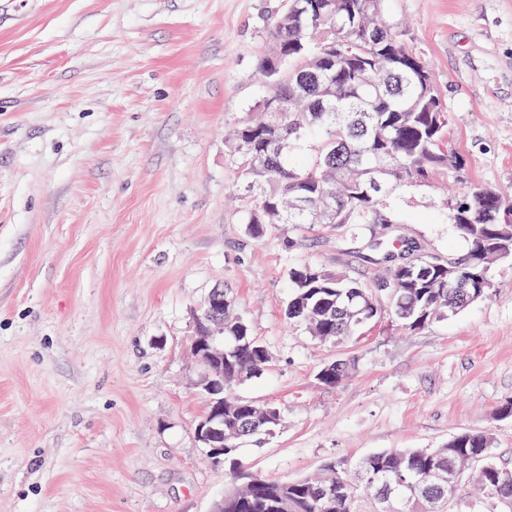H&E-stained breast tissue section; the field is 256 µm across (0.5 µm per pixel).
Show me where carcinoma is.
<instances>
[{"mask_svg": "<svg viewBox=\"0 0 512 512\" xmlns=\"http://www.w3.org/2000/svg\"><path fill=\"white\" fill-rule=\"evenodd\" d=\"M385 0H295L288 15L268 25V45L288 39V64L263 53L257 64L261 96L282 112L251 123V140L236 130L230 152L240 170L238 194L244 223L259 234L266 224H320L323 199L333 197L330 223L359 239L368 224H392L389 199L396 188L420 186L438 170L455 172L448 160V112L438 89H427L401 60L415 55L408 31L379 26L373 12ZM340 45L329 57L331 38ZM448 223L469 242L467 254L446 260L421 252L401 236L370 238L368 248L389 262L392 287L378 296L345 275L313 266L288 272V320L312 336L336 341L389 313L407 331L458 314L489 294L478 289L488 265L512 259V202L496 189L471 186L464 199L440 201ZM413 261L419 275L404 284L398 269ZM458 280L448 288V280ZM252 335L248 322L224 310V336ZM451 466L482 493L473 501L458 486L455 497L433 482L438 465ZM512 512V467L496 460L491 439L462 432L438 448L381 451L353 463L329 464L314 477L281 483L260 479L224 512Z\"/></svg>", "mask_w": 512, "mask_h": 512, "instance_id": "cac0c4a2", "label": "carcinoma"}]
</instances>
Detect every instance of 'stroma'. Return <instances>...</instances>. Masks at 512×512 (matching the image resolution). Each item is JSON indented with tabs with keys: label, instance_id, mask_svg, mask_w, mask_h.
<instances>
[{
	"label": "stroma",
	"instance_id": "stroma-1",
	"mask_svg": "<svg viewBox=\"0 0 512 512\" xmlns=\"http://www.w3.org/2000/svg\"><path fill=\"white\" fill-rule=\"evenodd\" d=\"M285 0H0V512H211L232 475L194 438L191 311L216 285L270 363L236 395L282 421L242 474L294 481L395 448L488 434L512 465V263L489 295L407 333L392 316L323 343L290 326L289 269L371 284L334 224L253 235L233 195V129ZM432 69L462 175L397 190L425 253L468 243L437 200L512 194V0H389ZM352 360L326 386L325 363Z\"/></svg>",
	"mask_w": 512,
	"mask_h": 512
}]
</instances>
